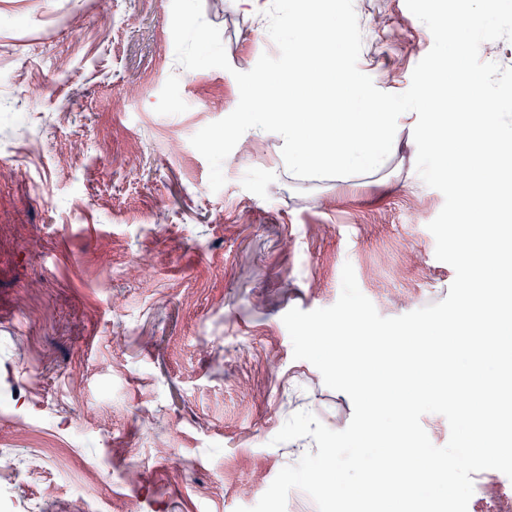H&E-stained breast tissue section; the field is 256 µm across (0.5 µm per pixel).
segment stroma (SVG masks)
<instances>
[{
  "label": "stroma",
  "mask_w": 512,
  "mask_h": 512,
  "mask_svg": "<svg viewBox=\"0 0 512 512\" xmlns=\"http://www.w3.org/2000/svg\"><path fill=\"white\" fill-rule=\"evenodd\" d=\"M360 71L396 92L429 52L405 0H354ZM230 70L175 56L171 0H0V502L13 512H235L351 399L293 357L282 321L332 306L344 264L378 313L443 300L428 229L444 197L292 179L278 134L243 135L225 185L190 139L232 111L234 71L277 55L231 0H202ZM142 461L129 466L131 457ZM108 476L85 483L82 464Z\"/></svg>",
  "instance_id": "obj_1"
}]
</instances>
